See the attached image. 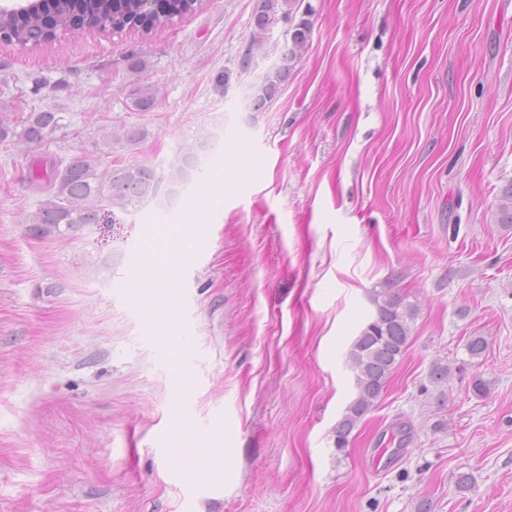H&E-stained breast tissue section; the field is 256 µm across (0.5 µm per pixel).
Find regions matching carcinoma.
<instances>
[{"label":"carcinoma","mask_w":512,"mask_h":512,"mask_svg":"<svg viewBox=\"0 0 512 512\" xmlns=\"http://www.w3.org/2000/svg\"><path fill=\"white\" fill-rule=\"evenodd\" d=\"M294 3L295 0H259L254 15L252 46H261L269 26L278 16L291 15ZM197 7L198 0H164L161 12L145 24L141 16V0H112V30L118 33L137 31L147 36L195 11ZM43 10L55 16L51 31H45L39 23L19 27L11 15L0 13V33L22 47L35 48L49 34L54 36L58 31L67 33L78 29L79 20L97 15L99 3L98 0H50L43 5ZM309 34L310 27L306 22L295 26L291 33L292 47L281 62L265 74L255 94V106H261L278 92L288 77L297 51L306 45ZM60 121L59 113L47 110L29 113L19 128L0 118V141L12 139L32 145L40 144L56 130ZM146 137V130L129 128L105 132L102 141L132 146ZM195 150L194 146L188 147L171 164L170 183L185 180L191 154ZM27 179L36 186L46 184L47 197L35 212L26 217L29 231L40 237L60 235L87 224H98L103 220L101 210L104 207L125 210L155 200L162 182V176L154 168L139 163L116 162L101 172L98 158L93 154L76 156L68 161L38 158L30 165ZM499 223L512 224V183L502 191ZM374 304V317L364 324L348 352L357 396L346 407L336 425L335 447L338 452L345 450L353 429L376 406L406 351L411 323L417 312L416 305L404 302L387 288L375 294Z\"/></svg>","instance_id":"cac0c4a2"}]
</instances>
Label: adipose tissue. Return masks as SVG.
<instances>
[{
    "mask_svg": "<svg viewBox=\"0 0 512 512\" xmlns=\"http://www.w3.org/2000/svg\"><path fill=\"white\" fill-rule=\"evenodd\" d=\"M191 246L192 242L189 237L177 231L171 233L164 248L161 274L154 287L138 288L134 291L137 301L145 307L160 341L171 358L174 359L180 355L182 342L180 338L172 336L168 331L172 305L167 288L174 277V271L180 256Z\"/></svg>",
    "mask_w": 512,
    "mask_h": 512,
    "instance_id": "1",
    "label": "adipose tissue"
}]
</instances>
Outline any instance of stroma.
<instances>
[{"instance_id":"1","label":"stroma","mask_w":512,"mask_h":512,"mask_svg":"<svg viewBox=\"0 0 512 512\" xmlns=\"http://www.w3.org/2000/svg\"><path fill=\"white\" fill-rule=\"evenodd\" d=\"M257 4L203 0L146 40L0 47V116H62L41 144L0 141V512H512V0H296L254 50ZM303 20L287 80L252 105ZM133 126L148 137L103 145ZM207 133L220 204L196 175L172 208L30 233L33 159L165 176ZM184 227L178 377L132 293L141 250ZM387 287L417 306L408 349L340 453L347 353Z\"/></svg>"}]
</instances>
